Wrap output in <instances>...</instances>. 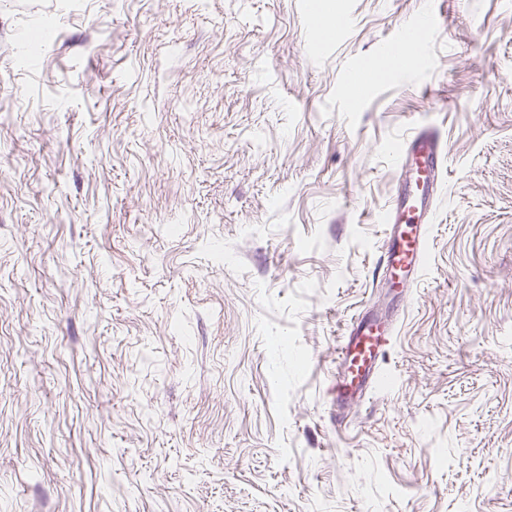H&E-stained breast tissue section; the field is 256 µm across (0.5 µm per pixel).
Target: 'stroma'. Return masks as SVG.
Segmentation results:
<instances>
[{"mask_svg":"<svg viewBox=\"0 0 512 512\" xmlns=\"http://www.w3.org/2000/svg\"><path fill=\"white\" fill-rule=\"evenodd\" d=\"M361 312L399 329L340 427ZM0 512H512V0H0ZM398 164L405 181L386 210L382 222L387 225L380 256L381 270L387 282L416 286L426 273V250L430 216L442 188L445 166L444 140L429 124L405 139Z\"/></svg>","mask_w":512,"mask_h":512,"instance_id":"1","label":"stroma"}]
</instances>
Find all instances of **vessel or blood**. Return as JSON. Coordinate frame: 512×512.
I'll return each mask as SVG.
<instances>
[{
  "label": "vessel or blood",
  "mask_w": 512,
  "mask_h": 512,
  "mask_svg": "<svg viewBox=\"0 0 512 512\" xmlns=\"http://www.w3.org/2000/svg\"><path fill=\"white\" fill-rule=\"evenodd\" d=\"M398 164L405 181L386 210L387 226L380 256L387 282L417 285L426 273L430 225L442 188L444 141L429 124L405 139ZM397 333L394 323L354 315L336 348V375L329 389L337 407L368 400L383 375L384 355Z\"/></svg>",
  "instance_id": "b4317fda"
}]
</instances>
